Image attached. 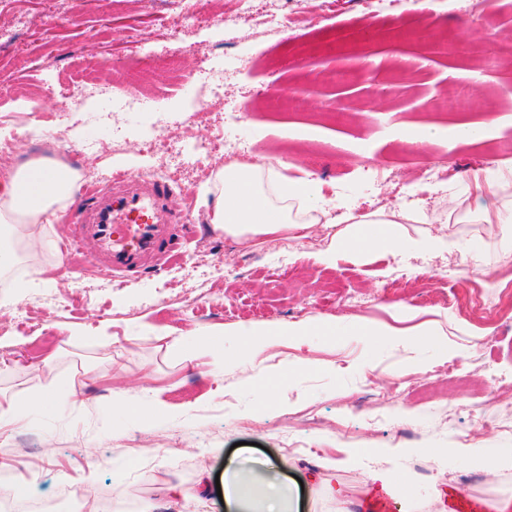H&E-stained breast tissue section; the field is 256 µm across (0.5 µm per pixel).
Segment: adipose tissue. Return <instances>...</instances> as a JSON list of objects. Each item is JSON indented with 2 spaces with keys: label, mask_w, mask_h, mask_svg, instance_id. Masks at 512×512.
Returning a JSON list of instances; mask_svg holds the SVG:
<instances>
[{
  "label": "adipose tissue",
  "mask_w": 512,
  "mask_h": 512,
  "mask_svg": "<svg viewBox=\"0 0 512 512\" xmlns=\"http://www.w3.org/2000/svg\"><path fill=\"white\" fill-rule=\"evenodd\" d=\"M73 186L70 171L42 160L17 165L0 177V223L10 227L9 232L0 233L1 276L14 270L19 251L36 248L54 253L52 235L23 237L17 227L49 223L69 204ZM327 214L328 203L318 180L308 176L291 180L278 165L267 163L220 169L209 217L215 232L243 243L279 234L304 238L313 226H320L327 242L322 260L331 266L345 254L387 250L403 243L396 222L348 212L340 228ZM237 475L234 469L224 472V512H298L287 487L273 477L264 478L261 499L256 502L241 492Z\"/></svg>",
  "instance_id": "adipose-tissue-1"
}]
</instances>
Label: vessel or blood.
I'll return each instance as SVG.
<instances>
[{"instance_id":"1","label":"vessel or blood","mask_w":512,"mask_h":512,"mask_svg":"<svg viewBox=\"0 0 512 512\" xmlns=\"http://www.w3.org/2000/svg\"><path fill=\"white\" fill-rule=\"evenodd\" d=\"M84 195L91 208L79 214L65 246L78 252L92 245L115 276L166 270L180 238L166 181L119 169Z\"/></svg>"}]
</instances>
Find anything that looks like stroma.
I'll list each match as a JSON object with an SVG mask.
<instances>
[{
    "label": "stroma",
    "instance_id": "obj_1",
    "mask_svg": "<svg viewBox=\"0 0 512 512\" xmlns=\"http://www.w3.org/2000/svg\"><path fill=\"white\" fill-rule=\"evenodd\" d=\"M472 4L431 0L423 13L417 0H396L376 13L368 0H335L327 16L321 0H256L252 21L227 28L220 19L240 0H204L207 25L181 23L184 0H0V141L18 144L0 164L65 156L103 185L116 168L146 175L179 162L189 143L221 139L240 161L279 159L285 176L313 174L324 198L397 222L403 239L436 232L426 216L449 217L481 252L475 262L456 251L349 254L331 268L318 232L245 249L208 219L224 156L183 167L170 185L182 240L166 272L120 280L81 255L60 267L29 257L35 287L0 308V402L53 385L81 398L0 429V488L26 485L60 512H80L61 501L67 487L86 489L96 512H140L147 501L158 512H222L205 482L229 460L256 458L277 464L301 512H337L332 485L385 512H448L451 488L478 506L512 498V434L491 428L466 440L490 368L512 371V307L477 320L449 305L490 277L512 291V244L490 243L489 225L464 220L500 205L468 188L467 172L512 167V0ZM281 12L292 28L262 24ZM144 43L151 73L128 84ZM77 83L88 87L79 103L64 92ZM215 83L220 106L210 102ZM461 85L464 112L433 108ZM131 92L141 101L133 118L121 107ZM462 122L485 123L484 138L457 142ZM151 132L165 144L152 159ZM425 165L447 180L419 184ZM311 319L375 333L312 329L272 337L256 355L240 334ZM105 321L108 343L96 337ZM426 328L435 342L416 340ZM215 329L224 332L219 376L210 357L174 343ZM402 378L413 392L400 391ZM163 405L168 413L151 420L137 414ZM486 455L498 457L495 472ZM90 469L95 481L82 483ZM375 470L391 472L397 488L372 481ZM171 480L182 495L159 500Z\"/></svg>",
    "mask_w": 512,
    "mask_h": 512
}]
</instances>
